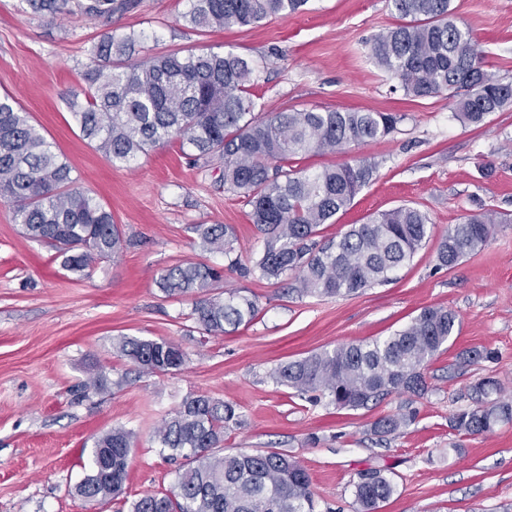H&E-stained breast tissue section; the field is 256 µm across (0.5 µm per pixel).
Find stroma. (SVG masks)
Masks as SVG:
<instances>
[{
    "label": "stroma",
    "instance_id": "obj_1",
    "mask_svg": "<svg viewBox=\"0 0 512 512\" xmlns=\"http://www.w3.org/2000/svg\"><path fill=\"white\" fill-rule=\"evenodd\" d=\"M452 5L484 68L512 82V0ZM188 8L189 0H140L107 25L135 35L140 60L210 48L252 60L261 113H399L384 138L344 156H300L293 165L315 171L345 157L378 164L351 205L321 226L319 241L402 205L427 213L430 237L391 282L350 296H305L282 282L241 276L231 260L248 263L264 236L217 172L194 165L176 142L124 165L82 137L66 99L84 88L91 46L106 24L0 0V94L18 99L124 238L121 252L83 279L24 235L0 203V512H116L117 503L86 502L74 487L89 471L94 440L118 426L136 433L126 497L169 488L177 465L161 456L154 435L193 394L236 404L242 423L225 434V452L295 456L310 475L318 512H354L355 485L370 468L384 470L396 487L378 512H512V422L479 436L451 424L471 406L470 388L481 378H496L500 398L512 399V223L497 225L486 245L453 267L435 257L464 217L512 214V109L475 126L457 118L447 95L406 97L369 54L373 36L398 21L389 0H308L302 11L253 28L207 32L185 26ZM196 224L232 225V256L202 251ZM184 260L223 266L225 291L255 297L257 317L223 336L203 334L190 299L163 297L155 284L161 270ZM439 306L457 314L459 332L428 364L422 394L339 409L270 377L280 364L390 335ZM119 336L170 341L186 363L166 374L140 373L116 351ZM472 349L490 356L463 361ZM91 369L103 382L86 394ZM408 412L415 419L399 433L374 434L378 418Z\"/></svg>",
    "mask_w": 512,
    "mask_h": 512
}]
</instances>
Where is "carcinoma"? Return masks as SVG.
Instances as JSON below:
<instances>
[{"label": "carcinoma", "mask_w": 512, "mask_h": 512, "mask_svg": "<svg viewBox=\"0 0 512 512\" xmlns=\"http://www.w3.org/2000/svg\"><path fill=\"white\" fill-rule=\"evenodd\" d=\"M52 16L75 12L109 20L135 8L138 0H27ZM308 0H191L182 15L190 27L243 29L295 13ZM402 23L377 34L370 45L375 64L399 79L405 96L448 93L462 119L479 126L494 112L512 108V83L483 68L469 30L453 18L452 0H391ZM135 39L109 28L99 32L89 57L88 88L68 100L83 137L113 163L129 164L161 144L177 140L202 168L220 171V181L251 207L252 223L264 235V249L248 266L230 262L267 281L296 275L299 292L318 297L353 295L392 280L429 239L428 216L401 206L355 224L339 239L315 240L372 179L368 158L309 172L291 166L306 154L343 153L390 134L397 113L293 110L255 114L250 91L255 66L233 52H168L132 60ZM0 202L29 238L61 257V266L81 278L116 255L122 233L91 192L77 184L73 168L32 123L15 97L0 96ZM512 220L494 212L470 216L448 230L436 258L454 266L485 245L496 225ZM201 247L226 255L235 235L227 224L194 227ZM224 268L186 261L163 270L156 280L168 297H193L191 316L203 333L220 336L250 323L255 299L220 291ZM456 313L423 309L390 336L342 344L278 366L274 382L328 399L339 408L359 409L386 397L427 389L428 363L458 331ZM122 356L147 374L182 367L183 350L166 340L122 337ZM474 406L455 414L453 426L468 435L491 432L512 422V400H488L500 391L493 377L472 386ZM413 413L375 421L384 437L409 426ZM241 424L235 405L207 395L186 397L156 431L160 451L179 462L175 483L164 491L124 499L127 512H317L310 477L293 456L278 451L213 454L227 430ZM134 432L114 428L94 440L90 472L75 486L87 502L123 494ZM395 492L379 470L360 475L355 512H377Z\"/></svg>", "instance_id": "carcinoma-1"}]
</instances>
